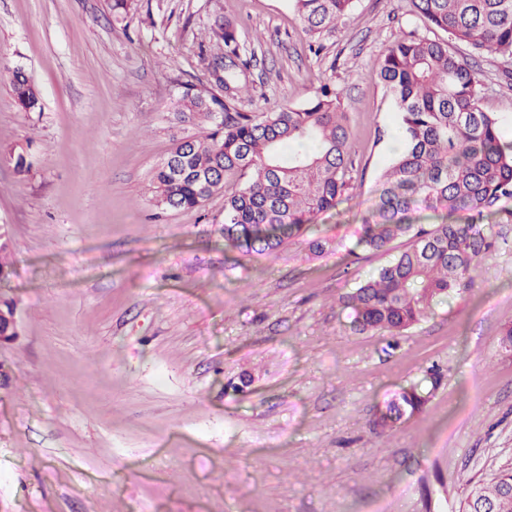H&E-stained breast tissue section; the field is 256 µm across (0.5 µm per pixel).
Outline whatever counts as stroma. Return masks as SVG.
Returning <instances> with one entry per match:
<instances>
[{
    "label": "stroma",
    "mask_w": 512,
    "mask_h": 512,
    "mask_svg": "<svg viewBox=\"0 0 512 512\" xmlns=\"http://www.w3.org/2000/svg\"><path fill=\"white\" fill-rule=\"evenodd\" d=\"M246 48L240 111L342 94L363 171L349 200L276 253L224 245V197L157 214L152 175L200 135L172 107L212 87L216 19ZM407 0H355L311 50L291 0H0V512H458L467 479L512 467V200L471 286L405 333L351 332L340 299L385 266L347 254L391 162L377 60ZM23 71L41 108L20 111ZM481 105L512 137V61L480 60ZM31 162L15 167L18 154ZM318 238L340 242L317 256ZM439 370L424 410L369 425L395 385Z\"/></svg>",
    "instance_id": "1"
}]
</instances>
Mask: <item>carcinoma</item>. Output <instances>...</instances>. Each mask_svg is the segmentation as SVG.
I'll use <instances>...</instances> for the list:
<instances>
[{"instance_id": "obj_1", "label": "carcinoma", "mask_w": 512, "mask_h": 512, "mask_svg": "<svg viewBox=\"0 0 512 512\" xmlns=\"http://www.w3.org/2000/svg\"><path fill=\"white\" fill-rule=\"evenodd\" d=\"M433 36L410 33L386 47L377 77L398 113L396 137L404 141L374 189L370 217L353 232L354 249L406 246L354 292L340 298L358 333L401 336L471 284L476 263L498 249L492 224L450 222L461 211L488 217L512 199V142L498 118L482 109L474 63L449 49L448 40L478 55L512 60V0H408ZM302 32L314 38L344 21L353 0H294ZM447 34L442 39L436 32ZM224 44V96L181 84L173 111L207 126L199 137L172 148L152 179L158 213L202 207L224 193V244L246 253H275L316 218L347 200L356 161L349 150L340 93L327 85L304 104L253 115L235 102L237 70L245 52L232 22L215 21ZM12 91L18 108H40V94L20 70ZM11 239L0 230V279L8 276ZM438 378L399 384L370 426L383 436L423 411ZM512 468L474 484L464 512L481 499L494 512H512Z\"/></svg>"}]
</instances>
